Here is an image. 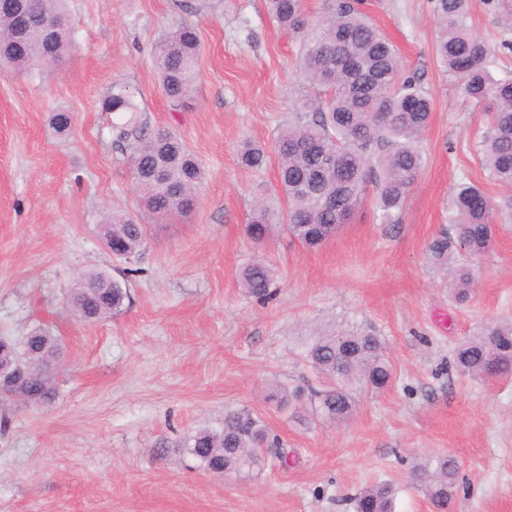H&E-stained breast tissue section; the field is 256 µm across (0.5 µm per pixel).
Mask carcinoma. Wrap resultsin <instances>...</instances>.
<instances>
[{"label":"carcinoma","instance_id":"carcinoma-1","mask_svg":"<svg viewBox=\"0 0 512 512\" xmlns=\"http://www.w3.org/2000/svg\"><path fill=\"white\" fill-rule=\"evenodd\" d=\"M268 15L285 31L302 36L299 82L306 93L294 98L303 120L278 131V189L256 194L246 231L255 243L272 226L280 227L306 247L328 242L366 200L373 201L383 224H396L418 180L425 156L423 132L432 121V99L421 78L404 72L400 53L363 10V0H324L317 24L306 16L304 0H266ZM438 36L436 56L457 81L462 95L489 117L477 155L478 164L503 190L489 197L473 183L459 185L449 207L455 234L443 229L427 245L426 255L437 273L450 278L455 301L468 300L474 284L470 261L485 255L494 239L496 221L512 220V75L494 76L495 51L469 23L468 0H435ZM75 46L68 20V0H0V74L38 69L52 72ZM201 51L198 28L177 22L159 42L154 64L166 97L179 105L192 89ZM116 116V142L131 149L130 168L146 210L157 216L190 212L203 169L185 143L169 130L147 133L132 93L122 83L102 103ZM265 149L251 141L241 145L242 166L261 170ZM112 251L130 260L145 240V225L130 216H112ZM239 282L251 296H272L274 271L263 260L244 266ZM127 289L105 272H88L71 295L79 317L100 321L122 310ZM11 361L35 351L24 362L25 380L12 395L32 406L55 396V366L61 364L58 339L33 329L19 342L0 337ZM303 357L321 388L277 387L274 396L306 422L304 398L331 421L353 415L358 394L381 390L393 377L380 336L368 325L338 323L311 334ZM454 363L475 378L512 376V321L483 328L461 342ZM186 448L208 472L246 476L288 452L277 436L265 431L248 411H227L218 428H202ZM459 465L451 455L429 456L413 479L437 512H448L455 500ZM395 484L378 482L354 499L355 512H389Z\"/></svg>","mask_w":512,"mask_h":512}]
</instances>
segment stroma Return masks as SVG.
<instances>
[{
	"instance_id": "35a3bbf8",
	"label": "stroma",
	"mask_w": 512,
	"mask_h": 512,
	"mask_svg": "<svg viewBox=\"0 0 512 512\" xmlns=\"http://www.w3.org/2000/svg\"><path fill=\"white\" fill-rule=\"evenodd\" d=\"M70 0L76 49L51 76L0 75V336L41 327L65 347L54 400L0 407V512H354L352 499L397 484L393 512H434L411 479L424 457L461 465L450 512H512V376L474 380L454 350L491 322L512 319V224L473 260L476 285L456 303L426 245L448 222V200L472 182L501 189L477 163L484 112L463 99L437 61L434 0H365L433 100L421 146L426 164L400 221L364 203L317 249L282 232L245 233L257 187L274 190L277 158L240 166L250 139L273 149L293 117L297 35L271 22L265 0ZM178 20L197 26V78L180 109L159 84L152 52ZM471 22L512 70V28L489 0ZM129 86L149 130L180 136L205 179L184 216L156 220L133 188L129 152L101 109L113 83ZM61 110L70 129L52 125ZM146 226L128 262L101 234L112 212ZM275 271L276 295L257 302L237 279L255 259ZM125 282L123 309L82 321L68 301L81 274ZM365 322L393 366L385 389L362 395L355 416L303 428L264 399L269 383L306 385L310 329ZM247 410L293 450L288 465L244 479L199 468L185 451L198 429Z\"/></svg>"
}]
</instances>
